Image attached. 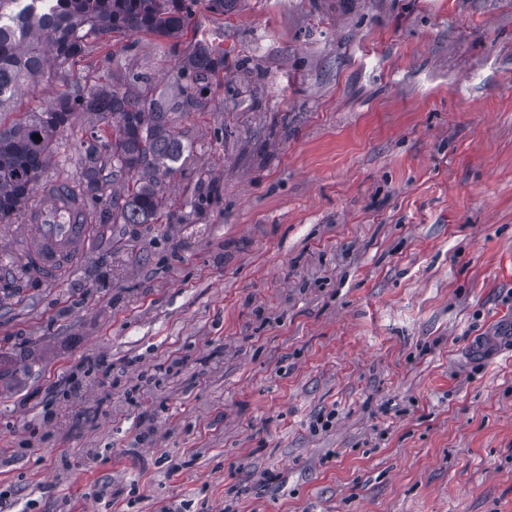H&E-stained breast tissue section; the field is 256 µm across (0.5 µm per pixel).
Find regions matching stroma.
Masks as SVG:
<instances>
[{"instance_id": "obj_1", "label": "stroma", "mask_w": 512, "mask_h": 512, "mask_svg": "<svg viewBox=\"0 0 512 512\" xmlns=\"http://www.w3.org/2000/svg\"><path fill=\"white\" fill-rule=\"evenodd\" d=\"M198 39L163 222L53 280L0 224V512H512V0H240L66 70L163 86Z\"/></svg>"}]
</instances>
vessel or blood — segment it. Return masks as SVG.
<instances>
[{"instance_id": "obj_1", "label": "vessel or blood", "mask_w": 512, "mask_h": 512, "mask_svg": "<svg viewBox=\"0 0 512 512\" xmlns=\"http://www.w3.org/2000/svg\"><path fill=\"white\" fill-rule=\"evenodd\" d=\"M29 226L25 248L45 278H57L87 252L92 226L84 206L68 189L55 190L50 203L34 206Z\"/></svg>"}]
</instances>
